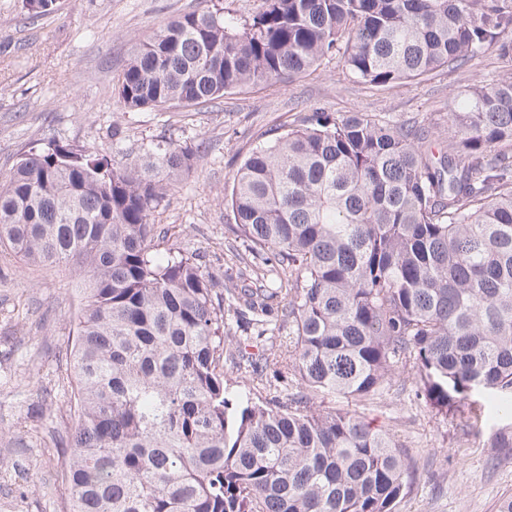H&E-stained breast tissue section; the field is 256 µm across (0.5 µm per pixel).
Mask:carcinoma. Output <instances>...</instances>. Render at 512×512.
<instances>
[{"label": "carcinoma", "instance_id": "cac0c4a2", "mask_svg": "<svg viewBox=\"0 0 512 512\" xmlns=\"http://www.w3.org/2000/svg\"><path fill=\"white\" fill-rule=\"evenodd\" d=\"M487 52L512 65V0H263L244 21L214 3L139 43L114 92L132 111L192 107L333 55L393 86ZM429 136L315 109L253 150L225 201L266 270L256 287L152 254V212L199 146L118 168L55 140L20 158L0 184V246L84 286L71 512H395L406 449L314 397L361 402L407 367L440 410L512 393V70L469 87L438 158ZM261 342L260 363L246 349ZM226 367L252 378L246 404ZM491 428L511 456L512 424Z\"/></svg>", "mask_w": 512, "mask_h": 512}]
</instances>
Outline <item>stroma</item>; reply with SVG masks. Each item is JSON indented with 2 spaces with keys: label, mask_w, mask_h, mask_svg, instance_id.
<instances>
[{
  "label": "stroma",
  "mask_w": 512,
  "mask_h": 512,
  "mask_svg": "<svg viewBox=\"0 0 512 512\" xmlns=\"http://www.w3.org/2000/svg\"><path fill=\"white\" fill-rule=\"evenodd\" d=\"M204 0H56L38 15L23 0H0V180L20 157L47 139L85 145L122 165L170 141L200 146L185 174L154 212L159 256H192L220 283L253 281V259L235 252L224 193L245 157L312 109L339 117L368 112L418 122L433 136L428 153L443 151L448 112L469 86L499 77L488 53L411 85L373 87L351 79L330 57L293 80L247 87L189 108L131 111L112 85L134 47ZM84 295L58 267L29 266L0 249V512H68L64 461L72 426V330ZM475 395L443 412L417 390L411 373L395 371L385 392L358 403L318 395L321 409L355 408L394 434L419 470L397 512H495L512 494V456L486 442L491 429L475 410L498 402Z\"/></svg>",
  "instance_id": "obj_1"
}]
</instances>
